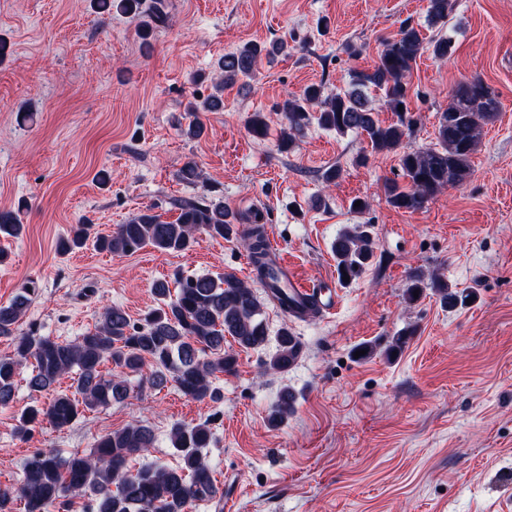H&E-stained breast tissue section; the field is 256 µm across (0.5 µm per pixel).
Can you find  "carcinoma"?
I'll use <instances>...</instances> for the list:
<instances>
[{
    "instance_id": "obj_1",
    "label": "carcinoma",
    "mask_w": 512,
    "mask_h": 512,
    "mask_svg": "<svg viewBox=\"0 0 512 512\" xmlns=\"http://www.w3.org/2000/svg\"><path fill=\"white\" fill-rule=\"evenodd\" d=\"M142 0H98L103 11L117 8L137 17ZM434 57L448 56L451 38L440 36L425 42L421 30L406 21L398 37L386 42L369 69L352 73L351 89L333 95L322 87L308 86L299 97L287 98L276 106L284 122L279 148L289 149L311 122L340 134L356 133L367 137L372 150H402L400 167L406 184L388 179L384 184L387 203L406 211L425 207L441 190L463 183L471 174V157L477 150L484 125L493 121L500 103L495 92L482 79L459 84L448 107L439 113L435 143L425 148H403L404 138L415 125L410 113L408 76L424 48ZM284 50L279 45L248 43L224 55L218 63L220 81L215 92L202 100L189 102L190 112H218L224 107V87L249 78L261 56L272 57ZM381 92V107L395 116L385 124L379 109L364 89ZM403 109H398V106ZM248 128L255 138H264L268 118L256 112ZM180 181L195 184L204 179L196 160L186 161L178 171ZM180 210L176 221L164 222L147 208L106 236L91 237L92 225L75 224L62 238L59 249L68 253L94 239L95 247L113 255H132L146 246L164 253L190 249L199 231L212 238H226L235 223V213L224 203L205 198L176 201ZM17 215L0 210V234L17 237L22 233ZM247 251L259 283L288 311V295L274 283L273 261L266 250V237L259 227H248L238 234ZM339 280L358 277L373 256L371 225L361 224L342 231L333 244ZM175 289L169 282L153 284L157 307L146 313L142 322L131 323L124 309L107 308L94 330L70 342H59L33 331L18 332L31 297L38 293L37 283H28L22 294L7 306H0V336L14 337L13 353L0 357V406L15 396L18 367L32 359L35 370L28 386L33 392L50 390L57 380L77 371L76 395L60 394L46 407L32 405L18 419L17 434L25 438L43 420L57 428L72 425L84 412L108 406L124 399L129 391L127 377L152 366L149 381L154 388L173 382L188 398L202 401L218 398L211 376L234 371L236 357L224 352L227 336L242 349H257L269 338L263 318V306L253 286L232 273L210 275H174ZM430 288L450 307L466 302L467 296L451 290L448 283L434 278ZM301 352V343L288 325L277 332L276 352L265 363L274 372H286ZM109 362L117 372L109 376L101 367ZM295 404L294 393L285 388L272 407L269 423L277 426L288 418ZM170 441L179 453L175 467L149 465L135 474L128 473L131 456L153 447L155 436L150 427L130 424L103 436L89 454L73 453L61 458L53 453L32 455L23 469L20 486L12 491L0 488V512H13L15 499L25 501L26 512H45L53 504L59 512H69L71 499L89 495L91 512H188L192 504L213 498L217 489L201 449L209 446L211 431L207 424H175Z\"/></svg>"
}]
</instances>
